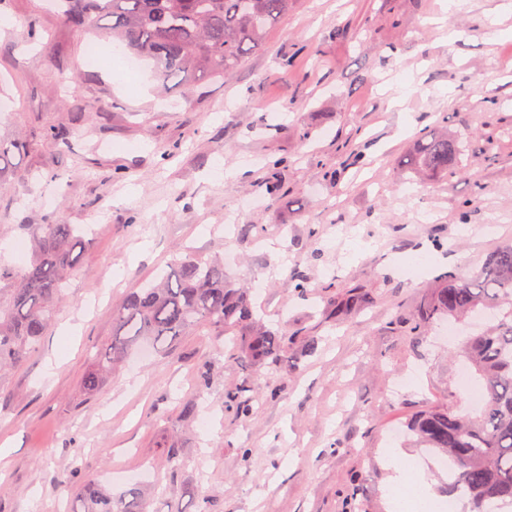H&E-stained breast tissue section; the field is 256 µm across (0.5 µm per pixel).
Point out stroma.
I'll return each mask as SVG.
<instances>
[{"mask_svg":"<svg viewBox=\"0 0 512 512\" xmlns=\"http://www.w3.org/2000/svg\"><path fill=\"white\" fill-rule=\"evenodd\" d=\"M3 19L0 148L13 167L0 240L55 221L91 225L93 243L40 346L0 382L12 448L0 512H68L60 478L76 466L112 496L138 487L147 512H195L203 498L214 512H388L393 449L445 503L447 474L395 435L427 406L472 405L453 345L409 322L439 276L512 239V0H297L230 78L200 75L188 91L161 86L145 61L135 79H104L85 49L111 53V36L72 27L47 0H0ZM425 132L461 138L464 152L447 176L411 182L400 160ZM228 251L226 272L266 327L298 334L287 361L229 362L205 329L135 349L86 395L113 305L176 257ZM417 253L421 272L402 270ZM298 276L308 298L288 288ZM351 293L363 307L337 317ZM237 396L250 416H236Z\"/></svg>","mask_w":512,"mask_h":512,"instance_id":"35a3bbf8","label":"stroma"}]
</instances>
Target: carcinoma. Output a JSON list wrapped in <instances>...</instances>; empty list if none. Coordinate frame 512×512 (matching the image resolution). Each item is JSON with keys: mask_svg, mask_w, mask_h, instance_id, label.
Listing matches in <instances>:
<instances>
[{"mask_svg": "<svg viewBox=\"0 0 512 512\" xmlns=\"http://www.w3.org/2000/svg\"><path fill=\"white\" fill-rule=\"evenodd\" d=\"M296 0H58L63 19L79 28L105 29L127 54L154 64L165 83L181 76L190 86L199 74L228 77L243 58L265 44ZM460 149L448 135L423 134L400 161V170L440 178ZM33 248L21 265H0V375L39 347L65 300L67 279L90 242L76 224H25ZM489 311L492 324L465 341L462 355L484 394L474 418L444 405L411 416L406 436L443 457L445 492L464 498L469 512H512V243L488 253L482 267L461 277L439 278L411 319L420 334L439 321ZM206 327L224 334L227 358L262 367L282 361L295 337L265 328L254 317L251 295L224 275V264L196 255L132 289L112 309V339L93 357L83 379L86 394L99 391L136 345L156 349ZM66 483L70 512H145L133 488L115 499Z\"/></svg>", "mask_w": 512, "mask_h": 512, "instance_id": "cac0c4a2", "label": "carcinoma"}]
</instances>
